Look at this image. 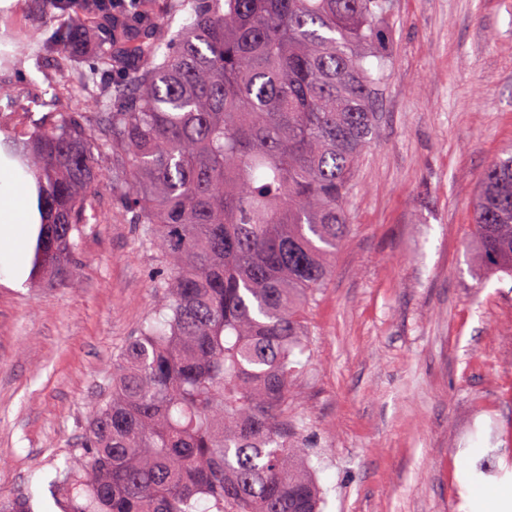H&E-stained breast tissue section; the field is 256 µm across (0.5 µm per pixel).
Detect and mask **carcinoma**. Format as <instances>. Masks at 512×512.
<instances>
[{"label": "carcinoma", "instance_id": "obj_1", "mask_svg": "<svg viewBox=\"0 0 512 512\" xmlns=\"http://www.w3.org/2000/svg\"><path fill=\"white\" fill-rule=\"evenodd\" d=\"M52 32H13L15 58L63 52L106 0H40ZM169 0L150 30L117 28L94 71L123 72L86 112L0 140L41 218L33 274L62 275L103 175L166 272L160 303L112 360V390L56 468L61 512H322L288 440L303 309L350 232L346 202L375 139L366 66L389 0ZM67 57L48 78L80 98ZM471 237L479 270L512 278V147L485 170ZM206 508L200 509V503ZM0 512H33L0 497Z\"/></svg>", "mask_w": 512, "mask_h": 512}]
</instances>
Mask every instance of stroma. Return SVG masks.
<instances>
[{
  "instance_id": "35a3bbf8",
  "label": "stroma",
  "mask_w": 512,
  "mask_h": 512,
  "mask_svg": "<svg viewBox=\"0 0 512 512\" xmlns=\"http://www.w3.org/2000/svg\"><path fill=\"white\" fill-rule=\"evenodd\" d=\"M107 19L64 55L95 64ZM60 54L0 76L17 119L66 109L46 93ZM370 68L378 133L347 201L351 231L305 310L295 437L323 512H484L512 490V279L479 284L471 200L512 144V0H390ZM60 277L0 282V494L60 512L55 468L108 394L112 358L159 300L163 268L101 183ZM494 454L495 474L476 467Z\"/></svg>"
}]
</instances>
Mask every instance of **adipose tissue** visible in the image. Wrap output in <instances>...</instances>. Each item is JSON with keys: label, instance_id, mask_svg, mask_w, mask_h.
<instances>
[{"label": "adipose tissue", "instance_id": "obj_1", "mask_svg": "<svg viewBox=\"0 0 512 512\" xmlns=\"http://www.w3.org/2000/svg\"><path fill=\"white\" fill-rule=\"evenodd\" d=\"M26 207L20 186L0 173V277L18 280L22 273Z\"/></svg>", "mask_w": 512, "mask_h": 512}]
</instances>
